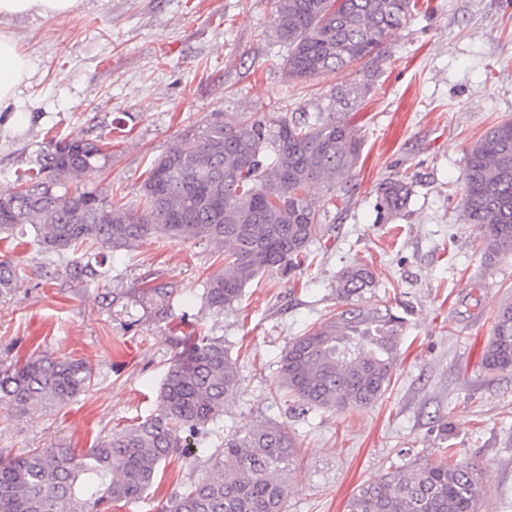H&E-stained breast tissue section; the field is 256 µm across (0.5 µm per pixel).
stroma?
Wrapping results in <instances>:
<instances>
[{
  "instance_id": "1",
  "label": "stroma",
  "mask_w": 512,
  "mask_h": 512,
  "mask_svg": "<svg viewBox=\"0 0 512 512\" xmlns=\"http://www.w3.org/2000/svg\"><path fill=\"white\" fill-rule=\"evenodd\" d=\"M276 0H81L54 18L17 17L4 28L31 59L12 111L0 114V192L45 148V131L64 138L103 135L112 159L89 187L138 204L150 162L181 143L211 113L235 119L328 112L334 88L354 83L362 64L307 81L288 80L285 48L273 36ZM370 66L374 86L353 122L362 162L335 205L309 189L320 208L312 268L268 272L233 307L200 302L220 267L216 249L191 243L134 246L112 271L119 288L144 273L193 296V322L220 336L236 360L239 385L214 427L220 436L271 419L292 431L299 461L285 512H344L347 499L379 473L456 450L485 488L482 512H512V371L491 373L479 355L500 305L512 298V255L484 259L477 225L465 223L448 184L464 173L469 146L512 118V0H429ZM414 175L403 210L376 223L377 187ZM15 257L25 275L0 303V348L40 349L88 362L94 386L59 411L18 414L0 406V448L19 455L67 443L91 447L155 408L174 349L170 332L185 310L174 299L165 322L129 324L101 307L103 283L49 279L37 248ZM370 264L377 286L366 301L404 312L407 327L394 382L376 404L345 412L301 411L276 391L289 341L336 307V277ZM199 464L172 459L137 503L113 512H158L197 476Z\"/></svg>"
}]
</instances>
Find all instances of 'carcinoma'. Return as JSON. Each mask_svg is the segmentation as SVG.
I'll use <instances>...</instances> for the list:
<instances>
[{
	"label": "carcinoma",
	"instance_id": "carcinoma-1",
	"mask_svg": "<svg viewBox=\"0 0 512 512\" xmlns=\"http://www.w3.org/2000/svg\"><path fill=\"white\" fill-rule=\"evenodd\" d=\"M418 11V0H278L276 42L286 48L283 70L306 81L354 63L387 60L391 33ZM374 87L366 80L336 89L344 108L306 117L241 112L232 121L214 112L184 130L153 160L131 208L94 190L70 189L106 166L112 152L102 137L79 132L52 138L37 168L17 176L19 187L0 195V303L10 300L21 267L11 258L34 232L47 277L77 283L112 280V267L140 242L209 243L224 247V263L210 275L201 300L210 310L231 308L248 283L268 271L290 273L313 263L310 244L320 215L306 190L323 185L329 197L347 185L360 163L362 142L349 103ZM413 179L381 182L377 213L404 209ZM466 223L480 227L485 260L512 254V120L491 127L468 150L461 196ZM83 250L81 258L68 254ZM375 287L367 265L345 267L336 279V311L294 337L280 359L278 387L302 410L368 407L388 390L396 371L406 319L385 304H364ZM181 295L173 283L148 273L129 288H108L102 305L134 318L132 307L157 322ZM156 408L143 420L99 438L88 450L57 444L23 456L0 449V512H112L139 499L160 466L194 457L209 426L224 415L238 372L224 338L190 332L173 337ZM0 359V403L19 414L60 409L94 385L81 360L31 353ZM480 365L512 370V301L498 309ZM298 443L282 424L256 422L224 437L197 478L161 512H284L288 475ZM483 491L473 465L448 456L434 463L386 471L361 486L345 512H480Z\"/></svg>",
	"mask_w": 512,
	"mask_h": 512
}]
</instances>
